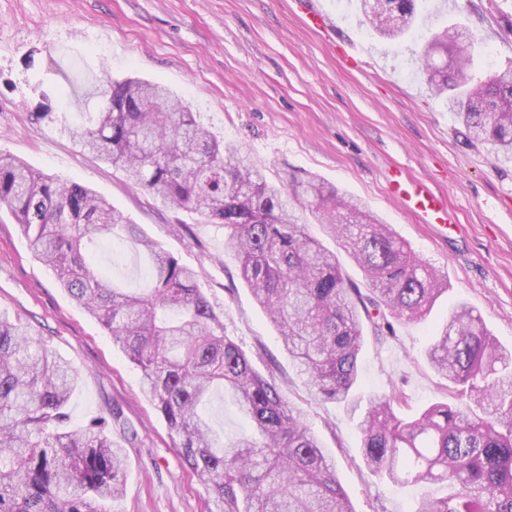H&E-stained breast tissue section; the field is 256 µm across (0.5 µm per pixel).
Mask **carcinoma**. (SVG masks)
Wrapping results in <instances>:
<instances>
[{
	"label": "carcinoma",
	"mask_w": 512,
	"mask_h": 512,
	"mask_svg": "<svg viewBox=\"0 0 512 512\" xmlns=\"http://www.w3.org/2000/svg\"><path fill=\"white\" fill-rule=\"evenodd\" d=\"M362 22L380 37L408 35L418 0H360ZM457 26L433 32L419 61L428 89L448 101L467 139L512 160V66L471 82ZM83 151L173 209L224 227L241 278L276 330L310 395L344 402L358 423L367 468L405 486L445 484L413 512H512V352L461 303L432 337L426 358L455 404L412 417L405 394L353 397L367 336L378 344L391 320L424 318L446 291L437 271L356 198L317 179L270 184L243 148L218 139L169 88L128 77L113 83L76 132ZM307 202L365 275L359 288L336 253L305 231L290 199ZM18 224L32 255L108 331L139 371L143 392L208 494L210 512H354L333 458L224 333L198 274L144 236L92 188L36 172L0 155V211ZM124 235L152 261L150 288H116L87 246ZM80 376L18 318L0 312V512H110L123 494L125 449L112 442V409L67 428ZM234 393L252 434L224 440L207 408Z\"/></svg>",
	"instance_id": "obj_1"
}]
</instances>
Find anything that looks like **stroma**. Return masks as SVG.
Masks as SVG:
<instances>
[{
  "mask_svg": "<svg viewBox=\"0 0 512 512\" xmlns=\"http://www.w3.org/2000/svg\"><path fill=\"white\" fill-rule=\"evenodd\" d=\"M314 5L331 17L334 33L306 29L296 0H0V153L94 188L196 270L224 312L228 336L257 367L274 361L283 398L306 411L335 456L356 512H413L416 489L364 467L357 417L309 397L225 249L223 226L169 209L83 152L72 135L112 81L139 77L176 92L217 138L242 144L271 183L313 176L362 199L447 289L425 319L395 322L387 342H366L356 393L403 390L412 415L443 400L446 388L424 351L450 307L478 312L512 349V161L466 141L447 101L429 91L417 54L431 29L459 23L474 42V80L512 64V0H423L414 33L396 42L361 24L358 0ZM342 48L357 55V67L342 62ZM397 165L442 197L452 218L447 231L418 223L386 194ZM92 259L126 287H145L148 259L132 244L101 240ZM0 311L28 324L79 371L71 425L118 409L111 437L125 448L128 468L111 512H207L206 490L184 466L138 370L33 257L5 213Z\"/></svg>",
  "mask_w": 512,
  "mask_h": 512,
  "instance_id": "35a3bbf8",
  "label": "stroma"
}]
</instances>
